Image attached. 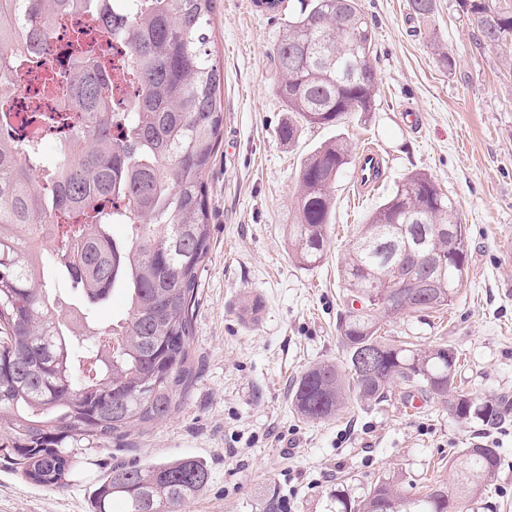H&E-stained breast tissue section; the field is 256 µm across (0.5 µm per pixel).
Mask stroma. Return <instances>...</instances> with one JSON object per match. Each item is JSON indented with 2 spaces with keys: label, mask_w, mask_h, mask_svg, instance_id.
<instances>
[{
  "label": "stroma",
  "mask_w": 512,
  "mask_h": 512,
  "mask_svg": "<svg viewBox=\"0 0 512 512\" xmlns=\"http://www.w3.org/2000/svg\"><path fill=\"white\" fill-rule=\"evenodd\" d=\"M435 3L419 19L409 0H359L375 38L376 109L335 127L302 126L291 145L277 135L289 117L272 60L281 16L258 12L253 0H217L224 125L206 176L211 238L194 313L196 375L177 413L133 430L122 447L84 451L66 487L30 484L0 457V512H90L113 464L178 456L210 471L186 512H267L283 497L292 512H330L337 486L356 499L385 476L401 478L412 497L435 483L452 489L448 452L474 443L497 448L502 465L465 512H512V75L475 44L456 0ZM442 50L453 67L441 63ZM337 135L358 151L379 146L383 183L353 211L357 167L342 171L327 258L305 269L288 253L296 180L306 155ZM418 171L436 179L468 228V271L450 306L394 316L388 333L422 348L448 345L459 358L457 391L479 403L507 399L505 416L493 426L463 421L396 384L382 401L303 419L292 404L298 379L344 361L337 262L358 224ZM246 296L263 303L253 324L239 316Z\"/></svg>",
  "instance_id": "35a3bbf8"
}]
</instances>
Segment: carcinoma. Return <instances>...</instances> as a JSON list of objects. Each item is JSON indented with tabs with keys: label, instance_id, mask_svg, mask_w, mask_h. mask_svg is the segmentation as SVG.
I'll return each instance as SVG.
<instances>
[{
	"label": "carcinoma",
	"instance_id": "1",
	"mask_svg": "<svg viewBox=\"0 0 512 512\" xmlns=\"http://www.w3.org/2000/svg\"><path fill=\"white\" fill-rule=\"evenodd\" d=\"M99 0H0V87L16 65L42 64L40 45L72 9ZM479 46L500 52L512 73V0H457ZM258 11L288 13L273 50L276 91L295 119L281 140L298 141L300 124L336 126L351 112L374 110L378 79L373 30L358 0H254ZM216 0H124L103 24L132 53L126 77L136 86L129 111L112 108L98 57L78 53L69 107L81 113L71 142L50 163L43 144L0 128V454L22 478L60 488L83 448L118 447L134 429L175 414L193 376V316L201 268L210 250L206 175L224 124V67L212 50ZM356 161L341 138L309 153L300 168L292 258L316 267L327 258L333 185ZM123 224L122 241L108 225ZM459 231L448 254L441 227ZM419 238L447 258L428 274L430 287L403 284L404 302L388 298L415 259L402 247ZM52 253H46V246ZM468 229L450 198L423 172H411L359 226L338 262L347 291L340 343L346 371L320 363L293 391L301 417L317 421L351 397L376 401L401 383L451 399L460 419L493 424V402L456 391V353L445 345L418 348L381 335L382 322L406 312L449 306L467 267ZM80 300L77 313L52 292L47 265ZM126 315L101 322L95 310L116 289ZM262 303L246 297L242 316L259 319ZM374 359L373 373L357 364ZM448 463L458 496L429 487L410 497L400 482L380 478L361 499L336 489V512H448L462 498L481 497L501 466L494 448H459ZM210 480L207 465L177 457L116 463L93 491L92 512H184Z\"/></svg>",
	"mask_w": 512,
	"mask_h": 512
}]
</instances>
